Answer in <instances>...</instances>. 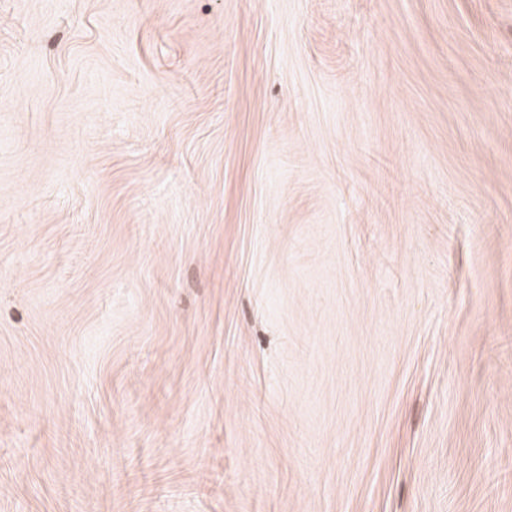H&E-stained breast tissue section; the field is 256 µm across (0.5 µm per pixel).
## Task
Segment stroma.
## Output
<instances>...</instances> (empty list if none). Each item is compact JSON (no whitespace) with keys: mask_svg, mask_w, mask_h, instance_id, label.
Returning a JSON list of instances; mask_svg holds the SVG:
<instances>
[{"mask_svg":"<svg viewBox=\"0 0 512 512\" xmlns=\"http://www.w3.org/2000/svg\"><path fill=\"white\" fill-rule=\"evenodd\" d=\"M0 512H512V0H0Z\"/></svg>","mask_w":512,"mask_h":512,"instance_id":"obj_1","label":"stroma"}]
</instances>
